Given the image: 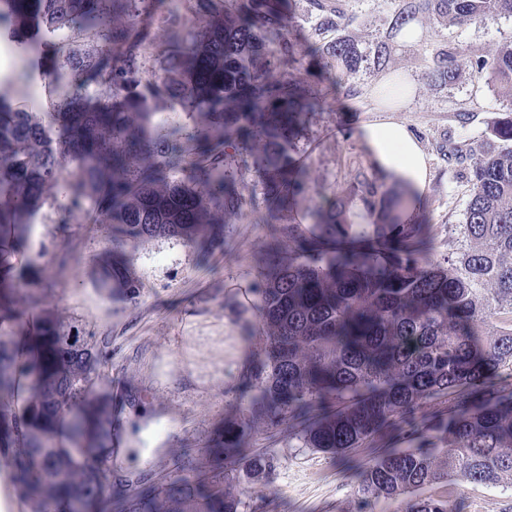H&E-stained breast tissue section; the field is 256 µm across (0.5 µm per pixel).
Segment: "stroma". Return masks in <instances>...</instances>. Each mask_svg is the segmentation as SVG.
<instances>
[{
	"instance_id": "stroma-1",
	"label": "stroma",
	"mask_w": 512,
	"mask_h": 512,
	"mask_svg": "<svg viewBox=\"0 0 512 512\" xmlns=\"http://www.w3.org/2000/svg\"><path fill=\"white\" fill-rule=\"evenodd\" d=\"M396 3L339 0L344 13L339 30L317 34L318 40L342 35L368 48L387 36ZM415 25L417 41L393 39L385 71L361 72L352 93L337 91L327 77L315 85L323 105L309 114L296 143L307 176L300 209L318 208L335 196L351 204L360 199L362 182L378 183L356 132L378 117L375 87L382 76L408 74L416 91L395 118L412 129L430 159L422 227L430 259L442 265L470 198L472 160L488 148L493 126L512 112L496 83L474 70L477 58L492 57L512 43V17L447 23L422 14ZM441 50L455 57L457 76L446 85L432 75ZM225 170L253 208L225 217L223 247L206 254L176 238L148 239L128 249L139 284L132 296L98 288L94 281L97 262L112 249L103 225L81 214L63 220L49 206L37 218L31 251L45 268L37 290L44 308L107 351L96 394L111 400L113 416L141 409L161 420L156 433L165 439L163 451L126 472L112 490L160 483L176 474L187 454L198 469H209V449L225 421L238 420L247 427L249 455L266 461L260 476L238 470L224 484L228 494L246 502V512H393L392 503L364 499L362 472L384 453L434 437L454 400L428 401L410 426L337 453L308 447L291 416L272 421L250 406V383L242 379L238 361L264 357L257 289L266 272L271 227L258 221L268 212L259 173L233 160ZM422 493L453 496L460 512H512L511 474L495 485L453 477L425 486Z\"/></svg>"
}]
</instances>
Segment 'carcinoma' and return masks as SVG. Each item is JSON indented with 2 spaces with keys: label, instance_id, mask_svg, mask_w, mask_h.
Wrapping results in <instances>:
<instances>
[{
  "label": "carcinoma",
  "instance_id": "cac0c4a2",
  "mask_svg": "<svg viewBox=\"0 0 512 512\" xmlns=\"http://www.w3.org/2000/svg\"><path fill=\"white\" fill-rule=\"evenodd\" d=\"M308 2L322 30L341 18L330 0ZM288 11L289 0H0V42L22 61L0 83L40 82L53 96L22 110L0 92V394L21 375L28 392L20 409L0 402V456L33 512H99L114 478L112 413L94 394L103 350L45 313L35 293L41 269L27 251L42 207L84 206L105 225L113 252L97 284L133 294L125 248L157 236L216 243L224 217L243 212L247 201L224 171L229 157L261 174L264 198L288 217L272 228L288 255L272 254L258 290L266 351L253 377L267 409L309 419L306 444L339 452L429 400L459 395L442 428L455 448L445 469L419 445L365 471V498L398 500L397 512H457L451 498L418 491L457 474L495 484L512 473V382L498 372L512 364V321L484 347L475 331L498 312L512 315V120L492 131L500 146L473 162L446 267L429 260L420 225L390 220L396 194L383 193L379 224L350 223L339 199L300 216L306 176L293 144L321 101L313 74L288 64L304 44L342 88L385 69L391 44H301ZM421 13L477 22L511 17L512 0H398L389 36ZM74 29L93 30L95 44L61 39ZM475 67L512 103V43ZM433 76L455 79L451 54L437 55ZM164 100L198 116L192 147L181 126L158 129ZM488 389L484 404L464 405ZM244 437L230 421L212 449L232 471ZM185 469L123 494L113 512H241L242 500L224 492V465Z\"/></svg>",
  "mask_w": 512,
  "mask_h": 512
}]
</instances>
